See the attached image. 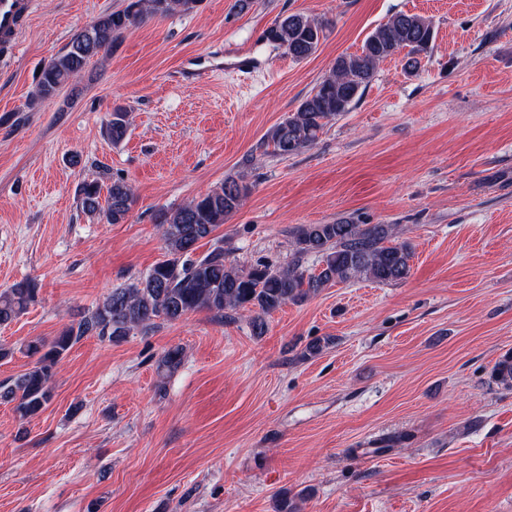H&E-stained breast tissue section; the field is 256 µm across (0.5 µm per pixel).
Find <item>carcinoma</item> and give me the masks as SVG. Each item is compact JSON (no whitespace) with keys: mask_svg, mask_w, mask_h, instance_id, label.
I'll return each instance as SVG.
<instances>
[{"mask_svg":"<svg viewBox=\"0 0 512 512\" xmlns=\"http://www.w3.org/2000/svg\"><path fill=\"white\" fill-rule=\"evenodd\" d=\"M198 0H126L123 8L101 16L72 38L66 52L47 63L38 78L35 98L49 99L77 78L90 58L108 50L124 33L145 20L175 11L194 10ZM325 24L304 14H290L272 29L271 40L295 60L315 52L324 37ZM433 41L430 20L399 13L379 25L356 53L343 54L297 111L271 127L261 146L275 155H296L315 145L319 134L337 116L359 100L373 79L379 63L405 53V69L419 70V55L428 53ZM129 128V114L112 109L108 133L121 142ZM250 191L245 176H228L222 185L172 212L160 216L164 259L144 276L112 291L96 310L65 327L50 341L35 339L26 352L36 357L33 366L0 384V400L16 403L22 418L39 415L52 397V380L58 364L85 336L120 342L133 332L147 335L158 321L176 322L197 311L230 318L246 312L255 334L265 329L264 317L287 305L298 304L323 289L359 279L376 283L397 282L410 273L409 243L394 242L393 224H301L290 231L292 258L285 267L257 261L247 268L230 262L224 246L212 247L194 258L196 245L209 238L236 211ZM133 186L122 178L103 185L83 183L78 200L84 212L109 224L123 222L134 203ZM313 256L319 268L311 271L305 260ZM36 288L26 280L0 290V325L18 318L33 301ZM497 383L512 388V354L495 365Z\"/></svg>","mask_w":512,"mask_h":512,"instance_id":"1","label":"carcinoma"}]
</instances>
